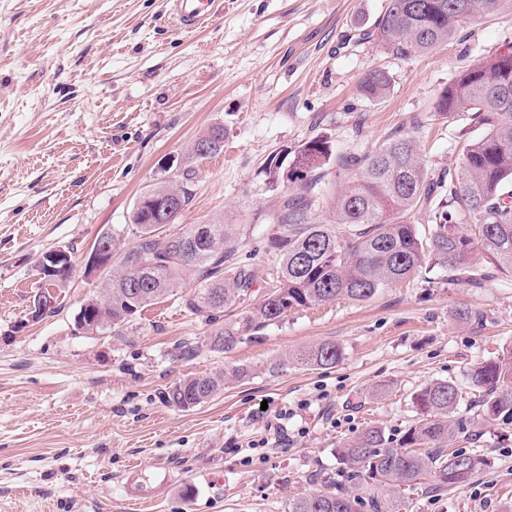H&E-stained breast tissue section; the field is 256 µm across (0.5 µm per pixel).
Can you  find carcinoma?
<instances>
[{
  "instance_id": "1",
  "label": "carcinoma",
  "mask_w": 512,
  "mask_h": 512,
  "mask_svg": "<svg viewBox=\"0 0 512 512\" xmlns=\"http://www.w3.org/2000/svg\"><path fill=\"white\" fill-rule=\"evenodd\" d=\"M503 0H388L374 31L377 40L396 57L421 53L454 38L464 24L499 11ZM389 77L374 70L361 82L363 95L385 96ZM437 111L462 115L458 131L460 163L448 181V194L428 178L416 141L398 134L363 154L336 155L328 142L312 139L288 151V163L269 161L267 184L273 189L291 182L298 192L283 194L275 220L280 227L270 239L276 255L272 287L248 314L235 313L250 299L258 283L256 268L230 246L233 224H194L164 238L157 230L175 223L191 192L182 184L161 182L151 190L181 193L179 206L131 213L135 239L122 250L120 270L103 281L100 293L89 297L79 313L77 330L120 332L137 314L158 301L179 296L184 309L211 326L210 345L216 352L232 349L246 336L274 324L288 312L320 305L339 297L364 301L380 290L436 266L448 281H465L478 288L488 274L476 268V256L496 270L512 271V46L484 57L440 95ZM350 174L347 186L335 192L332 215L314 223L310 213L320 199L324 168L330 163ZM434 207L432 230L419 234L411 221L414 211ZM468 214L471 227L456 224L458 211ZM192 270L199 287L178 295L183 274ZM33 303L45 314L55 313V298L39 286ZM228 319L219 322L220 314ZM341 348L325 342L302 355L307 365L333 367ZM462 389L450 381H435L413 396L417 420L398 443L378 426L365 428L336 449L341 463L353 471L357 490L345 487L298 497L290 512H395L394 495L430 479L439 492L466 485L483 463L474 449L452 450L450 442L464 432L456 410L471 398L476 416L487 422L512 418V349L473 365ZM224 389V374L194 376L174 383L165 401L190 410Z\"/></svg>"
}]
</instances>
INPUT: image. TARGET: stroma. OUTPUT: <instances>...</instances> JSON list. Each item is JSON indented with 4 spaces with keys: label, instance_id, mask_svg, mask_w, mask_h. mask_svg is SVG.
Segmentation results:
<instances>
[{
    "label": "stroma",
    "instance_id": "1",
    "mask_svg": "<svg viewBox=\"0 0 512 512\" xmlns=\"http://www.w3.org/2000/svg\"><path fill=\"white\" fill-rule=\"evenodd\" d=\"M387 0H215L209 23L175 26L167 0H0V512H289L292 499L351 479L335 450L369 425L400 440L413 394L465 385L477 362L512 348V272L482 287L428 268L366 301L289 312L254 339L212 351L209 327L171 298L120 334L75 327L100 279L85 256L105 232L133 242L137 199L164 179L192 192L176 223L240 225L237 252L263 293L279 192L267 158L310 139L363 154L396 133L416 140L429 178L459 163L460 118L441 92L512 45V0L428 53L396 57L371 33ZM387 73L384 98L359 90ZM224 127V150L191 157ZM74 271L56 312L27 317L35 266L55 248ZM478 321L459 325L455 309ZM333 341L336 366L298 353ZM194 357L177 355L181 343ZM245 370L237 379L233 370ZM224 372L223 390L184 411L162 394ZM458 449L484 463L461 488L407 491L398 512H512V423L469 427ZM191 496H184V488Z\"/></svg>",
    "mask_w": 512,
    "mask_h": 512
}]
</instances>
